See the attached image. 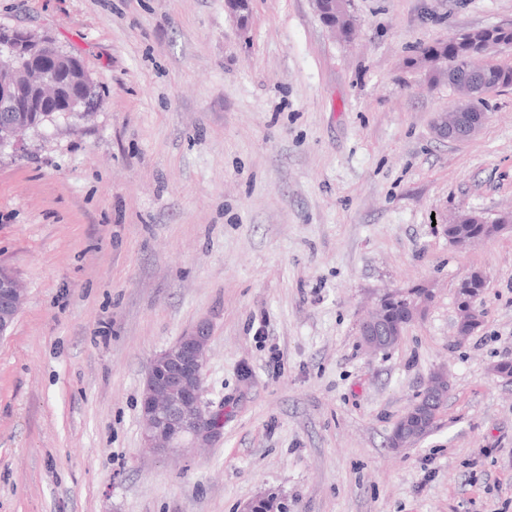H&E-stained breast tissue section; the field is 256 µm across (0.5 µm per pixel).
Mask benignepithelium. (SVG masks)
<instances>
[{
  "instance_id": "obj_1",
  "label": "benign epithelium",
  "mask_w": 512,
  "mask_h": 512,
  "mask_svg": "<svg viewBox=\"0 0 512 512\" xmlns=\"http://www.w3.org/2000/svg\"><path fill=\"white\" fill-rule=\"evenodd\" d=\"M503 48L511 49L512 43L482 48L481 56L488 65L462 87V102L457 111L463 112L491 94L512 87V83L494 81L491 76L496 71L492 54ZM46 57L56 60L59 70L46 72L34 67L36 60ZM71 58L47 34L0 26V112L4 114L0 118V147L41 126L39 115L53 111L55 102H65L66 112L90 113L86 100L94 91L95 81ZM433 131L442 139H458L454 126L441 113L433 121ZM23 301V290L15 279H0V334L7 330L11 312L21 308ZM359 336L367 350L378 352L393 343L394 333L384 331L370 316L360 324ZM210 341L209 326L200 323L151 360L140 412L146 447L160 453L183 447L199 448L218 433L220 423L202 403ZM448 385L447 373L438 371L427 386L429 398L424 413L444 404Z\"/></svg>"
}]
</instances>
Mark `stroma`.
<instances>
[{
	"label": "stroma",
	"mask_w": 512,
	"mask_h": 512,
	"mask_svg": "<svg viewBox=\"0 0 512 512\" xmlns=\"http://www.w3.org/2000/svg\"><path fill=\"white\" fill-rule=\"evenodd\" d=\"M353 39L315 0H0L98 81L0 147V268L26 300L0 336V512H512V230L469 247L461 213L512 207V88L483 128L441 140L455 100L424 47L512 27V0H351ZM485 278L457 340L456 289ZM425 288L398 344L359 325ZM211 327L209 447L142 444L150 361ZM434 429L389 437L437 369ZM403 335L402 333H388L377 324V321L370 315L366 318L359 327V336L362 345L371 352H378L388 348L389 344H393L394 340L392 336H400L399 340ZM394 345V344H393ZM448 375L445 371H438L433 381H430L427 386V393L429 395L428 403L423 408V413L428 415L430 411H434V409L443 406L445 398L448 394Z\"/></svg>",
	"instance_id": "1"
}]
</instances>
